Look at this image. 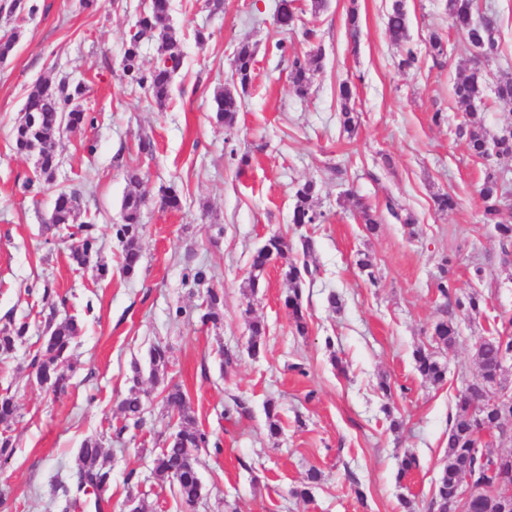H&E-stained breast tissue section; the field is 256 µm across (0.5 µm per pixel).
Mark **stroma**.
Here are the masks:
<instances>
[{
	"instance_id": "stroma-1",
	"label": "stroma",
	"mask_w": 512,
	"mask_h": 512,
	"mask_svg": "<svg viewBox=\"0 0 512 512\" xmlns=\"http://www.w3.org/2000/svg\"><path fill=\"white\" fill-rule=\"evenodd\" d=\"M31 2L34 12L12 13L11 0H0V35L19 34L0 61V330L29 324L24 343L0 359V395L18 406L8 428L16 451L0 460V493L11 512H58L63 490L77 487V453L88 438L100 441L111 470L103 512H403L405 498L413 512H433L448 416L463 380L478 373L474 346L495 329L512 335V256L482 223L478 196L497 160L471 156L458 134L472 119L492 135L512 126V106L494 94L512 73V0H478L481 12L497 18L499 49L486 67L485 99L470 115L453 85L469 73L472 55L445 0H403L418 56L410 69L398 68L400 51L385 31L394 0H325L318 11L298 0L304 22L285 35L275 24L281 0H224L219 10L207 0H171L166 24L184 58L162 108L122 71L141 0ZM352 9L361 18L356 40L346 26ZM199 30L205 43L195 40ZM434 32L446 47L437 58L427 52ZM281 39L287 52L275 47ZM244 41L257 65L228 130L213 97L230 86L234 50ZM291 51L318 60L304 98L289 79ZM42 78L81 85L80 103L93 121L63 133L53 182L33 186L35 159L15 151L13 129L29 87ZM345 81L360 113L351 134L339 122ZM437 111L445 117L438 125ZM142 136L151 138L152 154L139 153ZM132 171L146 203L142 265L127 277L113 227ZM307 180L318 185L324 221L300 227L291 222L293 194ZM170 185L181 194L180 210L159 204L160 189ZM61 191L78 192L81 219L95 225L96 265H72V225L48 223ZM446 192L457 205L442 212L434 198ZM358 198L377 212L376 233L357 218ZM391 203L413 212L415 223L392 217ZM273 234L287 239L293 258L302 238L313 242L319 274L303 290L304 336L292 328L278 267L266 271L256 295L242 290L252 252ZM363 256L372 272L359 269ZM100 263L109 269L103 278ZM200 268L202 282L193 278ZM443 273L458 297L476 292L485 304L477 314L456 312L458 342L439 353L447 379L433 385L416 371L413 351L440 317ZM211 288L224 294L218 326L200 321ZM332 292L341 307L328 304ZM51 313L83 325L70 350L79 368L63 394L38 384L27 365ZM254 320L266 326L255 357L248 351ZM157 343L169 351L165 374L143 379L144 423L125 425L118 404L132 387V366L146 364ZM383 382L390 393L380 390ZM174 384L197 425L222 446L196 453L204 491L193 507L152 470L176 429L163 403ZM269 400L282 427L275 439L266 427ZM407 451L419 466L403 474ZM313 468L321 479L310 485ZM131 470L138 482L130 487ZM303 486L308 496H295Z\"/></svg>"
}]
</instances>
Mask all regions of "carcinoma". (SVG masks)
Returning a JSON list of instances; mask_svg holds the SVG:
<instances>
[{"mask_svg":"<svg viewBox=\"0 0 512 512\" xmlns=\"http://www.w3.org/2000/svg\"><path fill=\"white\" fill-rule=\"evenodd\" d=\"M445 8L453 25L466 34L467 44L475 51L485 50L493 58L498 52V29L494 15H476L474 0H446ZM169 0H150L147 10L135 24V32L129 35L122 60V70L131 83L150 91L155 103L163 107L170 99L173 77L179 69L183 51L178 41L167 27H160L168 17ZM298 21V7L295 0H282L276 24L282 32L292 30ZM386 34L396 46L408 40L407 15L402 0H395L387 15ZM150 36L158 44L159 58L148 69L140 60V43L144 36ZM290 79L295 93L304 98L313 84L315 68L313 61L295 54L289 58ZM255 50L247 42L238 45L233 56L232 81L246 89L254 77ZM485 83L480 70L476 69L459 79L454 85L457 102L468 110L485 96ZM82 89L70 87L65 81L57 83L38 80L27 94L22 109L23 116L14 130V146L18 153L28 154L32 146H38V178L48 182L52 179L56 166L54 145L57 138L66 130L79 128L92 121L81 107L79 98ZM242 106L241 98L226 89L214 95V112L217 120L231 128L236 122ZM459 134L466 138L470 152L481 158L495 156L499 159H512V127L499 135L488 138L483 126L471 122L459 127ZM505 179L497 169L486 170L479 187L482 203V220L492 224L503 247L508 251L512 246V224L501 221L505 195ZM318 194L317 184L308 180L296 185L292 223L298 225L318 224L322 213L314 208V198ZM76 192H60L55 198L53 224H73L77 219ZM160 201L170 210H178L182 204L180 194L172 187L160 189ZM145 195L141 190V180L136 175L128 177L121 208L123 223L116 225V236L123 243L122 273L135 275L141 267L142 249L140 246L142 208ZM358 217L365 224L366 231L378 229L379 219L365 204L356 203ZM79 238L71 245L69 258L73 264L83 267L88 257L97 253V237L93 225L83 222L78 227ZM290 245L284 237L274 234L251 256L249 276L244 288L254 295L261 288V279L271 263L280 258L281 275L288 286L284 305L290 310L293 326L298 335L307 333V322L302 313V295L306 282L313 279L317 266L310 263L309 239L303 241V259L288 258ZM484 305L483 297L473 293L465 298H456L455 306L467 313H478ZM224 294L210 290L205 300V312L200 316L203 324L218 325L223 320ZM49 334L31 355L29 366L40 382L54 393L67 389V378L59 371L60 365L69 359L73 339L78 335L80 324L74 317L60 322L48 320ZM29 324L25 321L12 324L0 330V356L9 358L17 345L26 339ZM251 338L248 350L253 356L260 353L261 337L266 334L265 325L260 321L250 323ZM458 324L452 317L438 320L433 328L431 342L437 348L448 350L458 339ZM512 350V336L498 333L486 336L477 343L475 357L478 375L472 380L470 393L457 398L456 411L448 419V443L444 465L435 481V494L432 506L436 512H448V497L451 496L466 475L486 485L484 493L470 504V512H500L499 500L502 493L512 486V452L496 456L475 448L477 437L489 432L502 442H512V400H504L494 410H484L478 404L481 393L493 387H506L508 369L500 363L502 353ZM416 370L423 380L441 384L448 373V364L434 355L424 345L413 352ZM150 366L149 378L156 381L168 363L166 347L156 344L148 351ZM133 386L130 393L119 403L120 412L127 419L142 421L144 402L137 391L141 384L142 370L138 363L132 365ZM164 403L173 416L177 417L176 432L165 439L163 448L153 458L154 472L170 480L176 487L178 496L189 506L195 505L203 496V487L197 473L195 451L212 446L220 450L219 441H211L210 434L196 425L191 415L187 395L177 385L167 388ZM17 407L13 397L0 396V423H9L16 417ZM102 446L95 439H87L78 449V480L85 486L102 490L111 478L110 470L101 461Z\"/></svg>","mask_w":512,"mask_h":512,"instance_id":"cac0c4a2","label":"carcinoma"}]
</instances>
